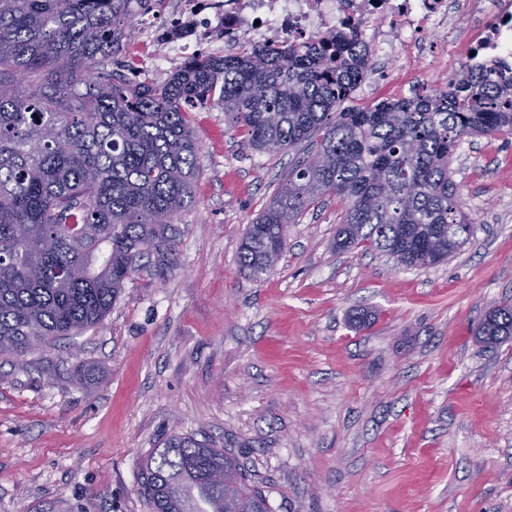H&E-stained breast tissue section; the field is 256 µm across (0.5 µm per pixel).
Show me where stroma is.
<instances>
[{
    "label": "stroma",
    "mask_w": 512,
    "mask_h": 512,
    "mask_svg": "<svg viewBox=\"0 0 512 512\" xmlns=\"http://www.w3.org/2000/svg\"><path fill=\"white\" fill-rule=\"evenodd\" d=\"M413 94L391 66L350 104ZM189 120L173 266L128 281L101 326L0 359V512H151L139 464L173 432L231 449L272 512H512V338L476 341L512 301V137L462 138L471 236L447 262L334 252L328 197L255 281L242 236L301 151L246 148L217 106Z\"/></svg>",
    "instance_id": "1"
}]
</instances>
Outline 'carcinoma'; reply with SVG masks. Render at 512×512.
I'll list each match as a JSON object with an SVG mask.
<instances>
[{
  "label": "carcinoma",
  "instance_id": "carcinoma-1",
  "mask_svg": "<svg viewBox=\"0 0 512 512\" xmlns=\"http://www.w3.org/2000/svg\"><path fill=\"white\" fill-rule=\"evenodd\" d=\"M162 0H0V357H22L102 324L126 281L159 276L173 224L192 204L189 113L212 101L258 151L320 136L248 225L244 276L268 274L287 224L333 196L334 245L407 267L448 260L467 241L450 168L466 135H512V66L451 79V90L344 109L371 52L352 33L184 62L167 81L129 84L96 65L132 19ZM42 244L31 251L27 241ZM512 337V303L478 329ZM153 512H271L263 486L225 448L171 435L140 468Z\"/></svg>",
  "mask_w": 512,
  "mask_h": 512
}]
</instances>
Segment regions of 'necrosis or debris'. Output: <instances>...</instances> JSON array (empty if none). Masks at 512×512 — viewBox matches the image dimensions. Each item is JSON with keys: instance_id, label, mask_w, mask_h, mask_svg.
Wrapping results in <instances>:
<instances>
[{"instance_id": "4bbe7bcc", "label": "necrosis or debris", "mask_w": 512, "mask_h": 512, "mask_svg": "<svg viewBox=\"0 0 512 512\" xmlns=\"http://www.w3.org/2000/svg\"><path fill=\"white\" fill-rule=\"evenodd\" d=\"M130 60L157 70L225 45L304 42L326 31L357 32L372 60L402 74L426 61L467 72L512 60V0H175L166 19L137 16Z\"/></svg>"}]
</instances>
